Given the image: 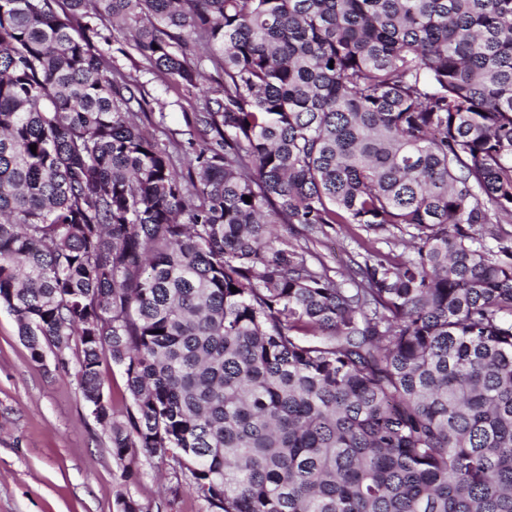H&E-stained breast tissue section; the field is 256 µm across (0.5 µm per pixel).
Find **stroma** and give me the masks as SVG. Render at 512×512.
Wrapping results in <instances>:
<instances>
[{
  "label": "stroma",
  "mask_w": 512,
  "mask_h": 512,
  "mask_svg": "<svg viewBox=\"0 0 512 512\" xmlns=\"http://www.w3.org/2000/svg\"><path fill=\"white\" fill-rule=\"evenodd\" d=\"M117 66L142 85L153 112L164 113L152 129L160 141L184 133V115L200 110L202 95L183 96L138 69L137 58L113 54ZM374 235L339 224L315 250L346 280L363 241L385 248ZM139 483L123 485L108 435L86 406L75 372L57 366L53 353L33 361L14 318L0 307V512H116L128 493L145 512H206L205 503L179 487L169 465L137 457Z\"/></svg>",
  "instance_id": "1"
}]
</instances>
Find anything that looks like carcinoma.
<instances>
[{"label": "carcinoma", "instance_id": "obj_1", "mask_svg": "<svg viewBox=\"0 0 512 512\" xmlns=\"http://www.w3.org/2000/svg\"><path fill=\"white\" fill-rule=\"evenodd\" d=\"M57 3L0 0V306L36 361L76 342L123 483L140 453L208 512H512V0ZM96 37L188 93L220 62L180 156ZM335 224L410 245L346 288ZM105 379V391L111 407L115 412L125 411L129 405L128 394L126 391V377L124 370L115 365H104L102 367Z\"/></svg>", "mask_w": 512, "mask_h": 512}]
</instances>
